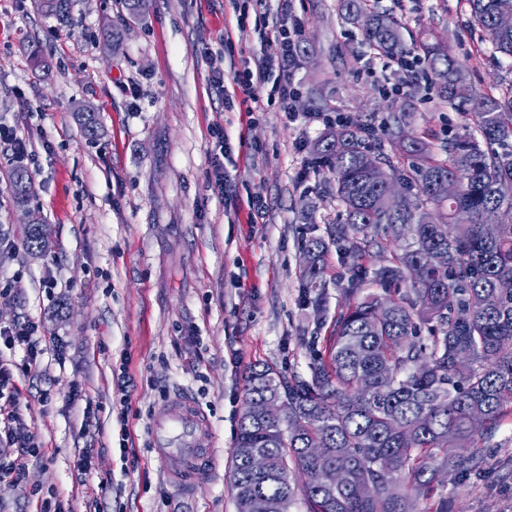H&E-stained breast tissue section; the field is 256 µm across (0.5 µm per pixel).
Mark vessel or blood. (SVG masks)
I'll list each match as a JSON object with an SVG mask.
<instances>
[{"label": "vessel or blood", "mask_w": 512, "mask_h": 512, "mask_svg": "<svg viewBox=\"0 0 512 512\" xmlns=\"http://www.w3.org/2000/svg\"><path fill=\"white\" fill-rule=\"evenodd\" d=\"M202 411L192 397L180 394L160 407L153 421V443L160 456L169 458L172 477L191 491L210 479L214 449L203 447L196 434L204 425Z\"/></svg>", "instance_id": "b4317fda"}]
</instances>
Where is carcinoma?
I'll return each mask as SVG.
<instances>
[{"mask_svg": "<svg viewBox=\"0 0 512 512\" xmlns=\"http://www.w3.org/2000/svg\"><path fill=\"white\" fill-rule=\"evenodd\" d=\"M466 2L494 52L512 59V29L497 25L512 0ZM42 8L65 22L70 0H43ZM340 10L374 54L420 52L442 102L482 99L483 111L473 113L481 138H407L401 107L382 130L388 152H373L367 136L349 129L313 146L345 221L328 239L311 240L302 278L317 286L331 241L358 269L385 257L371 278L382 293L359 297L365 279L350 275L352 303L336 317L327 354L312 355L309 377L267 364L249 370L231 457L237 512H290L298 497L306 512H411L412 499L432 498L440 474L481 472L478 442L512 412V85L482 91L446 48L406 46L397 22L365 0H340ZM76 119L98 137L96 112L80 109ZM406 163L404 200L387 214L379 196ZM8 178L17 206L27 205L28 172L17 166ZM442 180L455 181L458 193L440 195ZM487 211L498 215L493 228L482 221ZM25 238L28 248L42 247V225H28ZM271 400L283 409L277 421L262 414ZM319 442L327 448L321 460L309 453ZM255 453L266 456L265 470L251 468ZM331 464L345 470L344 484L315 481L314 470ZM293 465L305 475L300 486L291 483Z\"/></svg>", "mask_w": 512, "mask_h": 512, "instance_id": "1", "label": "carcinoma"}]
</instances>
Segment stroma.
Returning <instances> with one entry per match:
<instances>
[{
  "instance_id": "obj_1",
  "label": "stroma",
  "mask_w": 512,
  "mask_h": 512,
  "mask_svg": "<svg viewBox=\"0 0 512 512\" xmlns=\"http://www.w3.org/2000/svg\"><path fill=\"white\" fill-rule=\"evenodd\" d=\"M378 4L405 43L445 42L483 91L512 83V60L494 58L466 0ZM295 13L300 93L286 108L261 100L253 123L225 110L210 81V61L229 79L260 48L255 18L238 22L228 0H151L140 21L123 0H72L67 24L38 0H0V116L29 151L19 163L0 152V238L14 243L0 249V289L12 293L0 299V325L28 317L62 344L25 375L23 347L0 340L17 386L0 408L18 410L42 447L21 480L0 479V512H39L50 495L61 512H236L231 454L249 367L308 375L311 350H324L346 304L350 272L336 246L317 288L300 276L310 240L343 219L322 191L332 174L316 164L314 142L341 123L380 136L401 104L412 134L471 131L466 108L441 102L423 68H385L341 22L339 0H296ZM111 26L124 31L116 54L101 39ZM384 80L405 95L381 91ZM84 106L99 114L98 139L73 118ZM17 164L34 182L26 212L5 177ZM30 212L49 231L37 254L25 244ZM78 383L92 419L70 401ZM178 392L204 409L209 426L197 438L216 451L214 479L192 492L174 486L151 440L155 411ZM486 446L483 472L438 485L454 512H512V413Z\"/></svg>"
}]
</instances>
